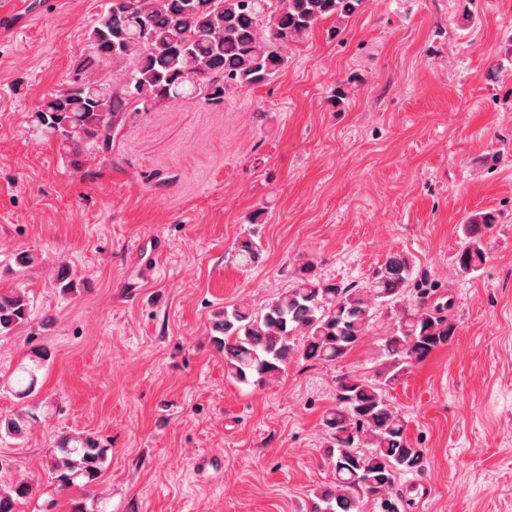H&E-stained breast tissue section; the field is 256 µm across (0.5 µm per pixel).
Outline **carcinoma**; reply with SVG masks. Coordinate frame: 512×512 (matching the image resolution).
I'll use <instances>...</instances> for the list:
<instances>
[{
	"instance_id": "obj_1",
	"label": "carcinoma",
	"mask_w": 512,
	"mask_h": 512,
	"mask_svg": "<svg viewBox=\"0 0 512 512\" xmlns=\"http://www.w3.org/2000/svg\"><path fill=\"white\" fill-rule=\"evenodd\" d=\"M365 0H106L88 32L91 54L73 73L77 87H62L43 98L33 123L45 139L66 123L68 141L77 146L112 141V130L130 112H151L162 103L221 105L236 89L269 83L288 68V50L307 40L327 20L343 22ZM110 65L116 79L98 76ZM109 85L108 110L98 111V86ZM497 224L493 212L475 213L462 224L463 241L455 256L459 275L483 269L485 236ZM263 248L247 235L231 250L240 267L259 263ZM303 275L264 308L246 303L224 308L213 324V343L224 354V369L239 383L267 385L279 381L293 361L336 363L357 347L372 327L375 309L398 303L409 291L416 302L400 309L395 323L380 338L377 372L338 379L335 405L322 417L328 433L323 455L333 480L314 492L310 512H354L371 497L391 510L403 473L422 470L426 459L412 447L406 422L388 402L387 387L454 338L457 323L452 303H431L430 293L414 276L412 260L401 254L386 258L366 287ZM30 320L24 288L0 289V336ZM28 362L8 381L24 402L0 416V439H18L39 420L31 402L39 388L38 372L49 360L35 346ZM106 450L91 434L59 438L50 459L52 480L61 489L101 474ZM35 489L24 479L0 483V512H17Z\"/></svg>"
}]
</instances>
